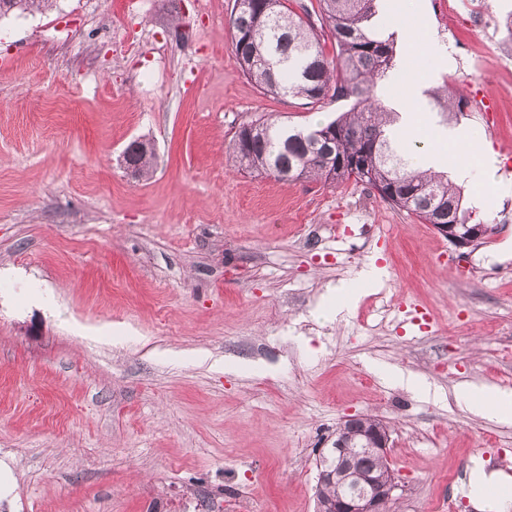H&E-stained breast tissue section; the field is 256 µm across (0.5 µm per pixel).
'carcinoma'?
Masks as SVG:
<instances>
[{
    "mask_svg": "<svg viewBox=\"0 0 512 512\" xmlns=\"http://www.w3.org/2000/svg\"><path fill=\"white\" fill-rule=\"evenodd\" d=\"M317 21L284 0H235L232 51L243 74L262 90L315 105L324 99L348 102L335 119L298 127L261 115L235 132L232 156L239 167L257 174L290 179L362 183L384 202L415 215L425 224H463L467 210L461 189L442 171L417 162L418 149H406L397 137L399 113L376 95L379 83L395 67L392 37L377 33V0H318ZM330 39L334 53H324ZM450 118L466 102L446 91L435 94ZM336 127V141L317 139ZM126 161L139 175L153 169V156L137 144L126 148Z\"/></svg>",
    "mask_w": 512,
    "mask_h": 512,
    "instance_id": "cac0c4a2",
    "label": "carcinoma"
}]
</instances>
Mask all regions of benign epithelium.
Masks as SVG:
<instances>
[{
    "label": "benign epithelium",
    "mask_w": 512,
    "mask_h": 512,
    "mask_svg": "<svg viewBox=\"0 0 512 512\" xmlns=\"http://www.w3.org/2000/svg\"><path fill=\"white\" fill-rule=\"evenodd\" d=\"M434 228L457 248L486 238V225L481 223L436 224ZM359 420L350 416L337 428L333 462L318 460V487L336 488V496L319 506L321 512H390V504L396 500L399 484L390 464L389 428L379 425L369 430ZM364 451L378 459L377 468L364 470L358 465Z\"/></svg>",
    "instance_id": "7a95c632"
}]
</instances>
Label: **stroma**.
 Returning <instances> with one entry per match:
<instances>
[{
    "mask_svg": "<svg viewBox=\"0 0 512 512\" xmlns=\"http://www.w3.org/2000/svg\"><path fill=\"white\" fill-rule=\"evenodd\" d=\"M234 0H55L0 16V512H316L344 417L390 430L392 512H475L461 477L512 482V0H380L398 83L430 132L473 131L450 178L488 239L457 249L366 185L239 170L237 128L335 118L265 93L231 49ZM423 23L431 51L411 52ZM468 106L448 121L429 90ZM152 145L154 173L123 153ZM384 271L367 285V263ZM359 296L335 313L336 289ZM431 385L417 395L399 374ZM472 410L478 414L512 417V393L489 386H471L465 389Z\"/></svg>",
    "mask_w": 512,
    "mask_h": 512,
    "instance_id": "1",
    "label": "stroma"
}]
</instances>
